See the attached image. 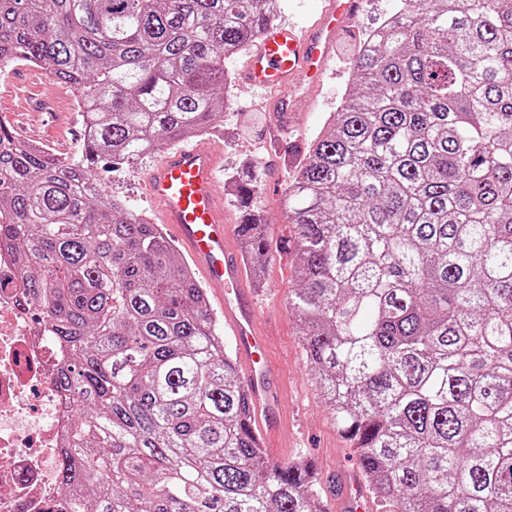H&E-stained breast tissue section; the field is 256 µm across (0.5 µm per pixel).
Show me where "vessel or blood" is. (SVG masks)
I'll return each instance as SVG.
<instances>
[{
	"label": "vessel or blood",
	"mask_w": 512,
	"mask_h": 512,
	"mask_svg": "<svg viewBox=\"0 0 512 512\" xmlns=\"http://www.w3.org/2000/svg\"><path fill=\"white\" fill-rule=\"evenodd\" d=\"M364 0H324L309 26L266 27L238 71L241 82L271 95L270 110L277 132L295 123L296 99L314 88L335 58L338 35L352 26ZM221 151L187 144L165 149L149 170L146 187L157 204V218L168 225L205 280L223 285L220 308L224 326L237 346L236 362L248 405L263 436L281 424L279 390L264 356V332L254 294L244 285L240 257L231 244L220 205Z\"/></svg>",
	"instance_id": "b4317fda"
}]
</instances>
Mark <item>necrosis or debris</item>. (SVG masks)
<instances>
[{
	"label": "necrosis or debris",
	"mask_w": 512,
	"mask_h": 512,
	"mask_svg": "<svg viewBox=\"0 0 512 512\" xmlns=\"http://www.w3.org/2000/svg\"><path fill=\"white\" fill-rule=\"evenodd\" d=\"M10 250L0 249V512H64L55 459L64 403L56 352L24 300Z\"/></svg>",
	"instance_id": "1"
}]
</instances>
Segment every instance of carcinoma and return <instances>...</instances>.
<instances>
[{"mask_svg": "<svg viewBox=\"0 0 512 512\" xmlns=\"http://www.w3.org/2000/svg\"><path fill=\"white\" fill-rule=\"evenodd\" d=\"M280 0H0V72L85 106L56 156L0 124V242L47 338L73 512H329L271 466L204 288L97 179L217 128L224 59ZM288 184V299L383 512H512V0H400ZM238 232L255 273L259 216Z\"/></svg>", "mask_w": 512, "mask_h": 512, "instance_id": "cac0c4a2", "label": "carcinoma"}]
</instances>
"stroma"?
<instances>
[{"label":"stroma","instance_id":"35a3bbf8","mask_svg":"<svg viewBox=\"0 0 512 512\" xmlns=\"http://www.w3.org/2000/svg\"><path fill=\"white\" fill-rule=\"evenodd\" d=\"M398 7V0H366L355 26L340 34L338 51L324 84L297 102L299 122L282 141L272 139V116L266 93L232 81L224 91L229 103L209 143L223 147L224 174L240 180L257 178L259 192L250 208L267 224L269 251L264 277L255 284L259 313L269 330L273 370L285 381L288 421L277 445L265 449L268 463L301 462L311 465L327 504H334L342 482H354L361 474L353 449L337 429L331 411L316 387L307 363L302 338L288 297L298 284L295 268L297 227L285 218L284 197L294 167L271 170L269 147L290 152L309 146L335 112L351 80L355 53L365 34L380 25ZM0 121L21 138L37 142L57 155L73 154L82 144L83 120L65 85L43 68L18 63L0 72ZM152 158L132 169H99L107 193L141 215L149 214L151 201L144 179Z\"/></svg>","mask_w":512,"mask_h":512}]
</instances>
